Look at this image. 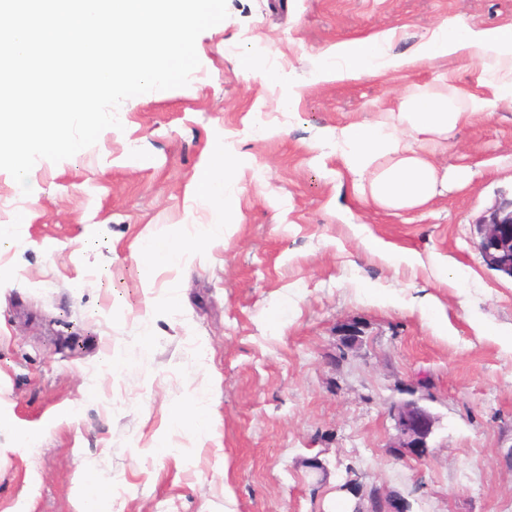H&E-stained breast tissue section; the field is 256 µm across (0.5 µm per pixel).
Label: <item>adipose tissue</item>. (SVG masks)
Wrapping results in <instances>:
<instances>
[{
  "instance_id": "1",
  "label": "adipose tissue",
  "mask_w": 512,
  "mask_h": 512,
  "mask_svg": "<svg viewBox=\"0 0 512 512\" xmlns=\"http://www.w3.org/2000/svg\"><path fill=\"white\" fill-rule=\"evenodd\" d=\"M394 31L339 42L331 49L339 65L320 72L325 82L358 80L390 69L423 66L441 59L482 64L485 96L448 79L417 88L398 109L337 128L336 146L353 177L355 195L374 208L397 213L427 206L448 186L434 156L445 141L479 112L492 114L512 100V26L475 30L448 19L408 54L387 50Z\"/></svg>"
}]
</instances>
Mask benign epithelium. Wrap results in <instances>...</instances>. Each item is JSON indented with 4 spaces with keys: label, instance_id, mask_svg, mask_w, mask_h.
Here are the masks:
<instances>
[{
    "label": "benign epithelium",
    "instance_id": "obj_1",
    "mask_svg": "<svg viewBox=\"0 0 512 512\" xmlns=\"http://www.w3.org/2000/svg\"><path fill=\"white\" fill-rule=\"evenodd\" d=\"M478 250L487 266L512 277V199L493 206L478 223ZM416 384L412 399H398L388 406L395 434L390 447L403 459L422 461L430 456L429 438L435 417L421 402L426 399ZM365 512H410L409 501L396 491H379L365 507Z\"/></svg>",
    "mask_w": 512,
    "mask_h": 512
}]
</instances>
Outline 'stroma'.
I'll return each mask as SVG.
<instances>
[{"instance_id":"35a3bbf8","label":"stroma","mask_w":512,"mask_h":512,"mask_svg":"<svg viewBox=\"0 0 512 512\" xmlns=\"http://www.w3.org/2000/svg\"><path fill=\"white\" fill-rule=\"evenodd\" d=\"M227 6L188 86L125 100L121 128L38 160L31 194L0 170V215L27 218L0 243V512H83L90 491L98 512H349L351 478L410 512H512V277L477 249L512 198V106L437 151L468 184L393 214L356 199L325 130L449 74L476 87L480 64L315 80L336 43L393 28L407 53L447 18L512 25V0ZM211 161L233 208L191 192ZM153 233L177 264L138 259ZM420 380L431 456L398 461L387 406Z\"/></svg>"}]
</instances>
